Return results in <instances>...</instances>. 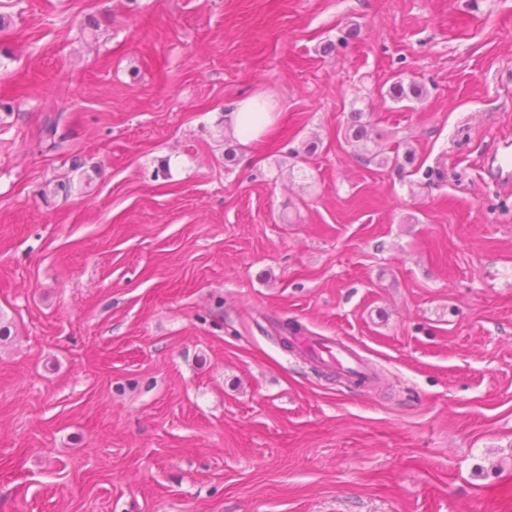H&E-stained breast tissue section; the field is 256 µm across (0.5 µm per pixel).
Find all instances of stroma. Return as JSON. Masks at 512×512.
<instances>
[{"mask_svg":"<svg viewBox=\"0 0 512 512\" xmlns=\"http://www.w3.org/2000/svg\"><path fill=\"white\" fill-rule=\"evenodd\" d=\"M0 15V512H512V194L477 165L512 138V0ZM253 96L274 124L243 144L224 116ZM355 107L413 175L355 158ZM423 89L414 80L406 81L405 78L398 77L392 81L387 91L391 99L397 103L403 101H420L423 97ZM62 117V113H53L44 118L41 138L51 148L58 147L60 140L64 139V134L60 132ZM291 343L297 355L332 374L364 382L371 372L368 362L343 338L295 334Z\"/></svg>","mask_w":512,"mask_h":512,"instance_id":"35a3bbf8","label":"stroma"}]
</instances>
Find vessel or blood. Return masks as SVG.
<instances>
[{"label":"vessel or blood","instance_id":"b4317fda","mask_svg":"<svg viewBox=\"0 0 512 512\" xmlns=\"http://www.w3.org/2000/svg\"><path fill=\"white\" fill-rule=\"evenodd\" d=\"M481 170L485 183L501 189L512 187V141L502 140L492 152L484 155ZM291 343L297 355L327 372L352 380L365 379L371 372L368 362L343 338L296 334Z\"/></svg>","mask_w":512,"mask_h":512}]
</instances>
